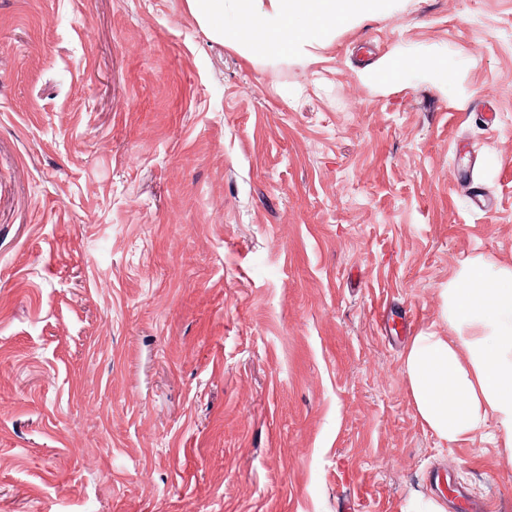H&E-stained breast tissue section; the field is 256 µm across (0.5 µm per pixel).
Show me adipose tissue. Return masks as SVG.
I'll return each mask as SVG.
<instances>
[{
  "label": "adipose tissue",
  "instance_id": "1",
  "mask_svg": "<svg viewBox=\"0 0 512 512\" xmlns=\"http://www.w3.org/2000/svg\"><path fill=\"white\" fill-rule=\"evenodd\" d=\"M214 37L288 51L367 15L380 0H187ZM442 295L451 335L421 332L403 354L417 416L441 448L484 436L512 450V266L475 257Z\"/></svg>",
  "mask_w": 512,
  "mask_h": 512
}]
</instances>
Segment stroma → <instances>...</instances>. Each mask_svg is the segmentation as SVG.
<instances>
[{
	"label": "stroma",
	"mask_w": 512,
	"mask_h": 512,
	"mask_svg": "<svg viewBox=\"0 0 512 512\" xmlns=\"http://www.w3.org/2000/svg\"><path fill=\"white\" fill-rule=\"evenodd\" d=\"M399 51L447 82L360 81ZM478 256L512 265V0L266 55L187 0H0V512H512L402 363Z\"/></svg>",
	"instance_id": "stroma-1"
}]
</instances>
